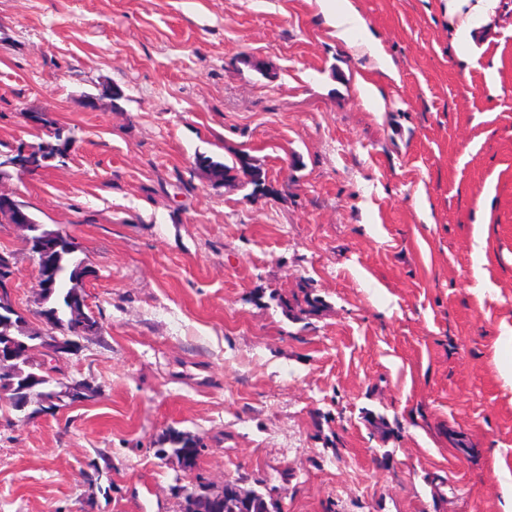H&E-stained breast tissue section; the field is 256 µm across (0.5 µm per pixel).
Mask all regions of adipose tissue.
<instances>
[{"instance_id":"obj_1","label":"adipose tissue","mask_w":512,"mask_h":512,"mask_svg":"<svg viewBox=\"0 0 512 512\" xmlns=\"http://www.w3.org/2000/svg\"><path fill=\"white\" fill-rule=\"evenodd\" d=\"M336 37L377 54L378 42L353 0H321ZM448 9V43L466 59L480 53L490 40L493 19L512 0H445Z\"/></svg>"}]
</instances>
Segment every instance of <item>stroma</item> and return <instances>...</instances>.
<instances>
[{"label":"stroma","mask_w":512,"mask_h":512,"mask_svg":"<svg viewBox=\"0 0 512 512\" xmlns=\"http://www.w3.org/2000/svg\"><path fill=\"white\" fill-rule=\"evenodd\" d=\"M357 6L391 73L318 0H0V142L48 141L32 109L76 136L0 192L79 244L103 326L60 361L87 401L0 407V512L230 481L281 512H512V11L463 61L444 0ZM238 150L278 197L196 164ZM1 249L31 308L14 225ZM304 282L324 306L295 321L274 298ZM175 431L193 469L155 453Z\"/></svg>","instance_id":"obj_1"}]
</instances>
